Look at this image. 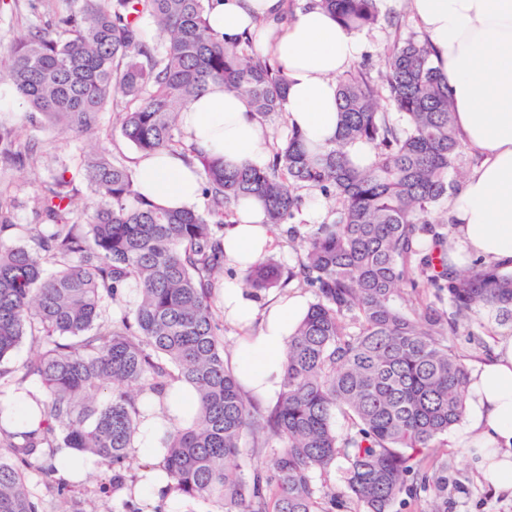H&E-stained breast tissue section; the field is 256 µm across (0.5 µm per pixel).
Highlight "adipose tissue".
<instances>
[{
	"instance_id": "obj_1",
	"label": "adipose tissue",
	"mask_w": 512,
	"mask_h": 512,
	"mask_svg": "<svg viewBox=\"0 0 512 512\" xmlns=\"http://www.w3.org/2000/svg\"><path fill=\"white\" fill-rule=\"evenodd\" d=\"M433 48V61L448 82L455 123L481 164L466 177L449 207L454 226L448 261L461 265L476 256L490 264H512V0H406ZM283 0H210L216 34L234 41L253 30L255 18L268 21L272 38L260 42L287 78L284 108L289 127L307 145L324 147L338 136L340 114L336 78L359 56L361 43L317 0H307L289 23H281ZM187 140L198 152L223 157L234 167L264 166L271 135L252 114L245 98L211 86L179 117ZM135 177L141 193L167 208H189L200 195V176L183 159L164 153L140 157ZM237 223L224 232L228 265L246 269L264 257L269 228L257 199L245 201ZM225 320L242 328L259 324L258 336L240 346L244 387L260 397L282 390L288 339L306 311L300 294L263 305L240 281L221 292ZM194 394L154 400L145 411L135 451L148 469L141 484L153 499L174 498V482L150 471L163 450L159 436L181 422ZM464 432L469 459L497 491H512V336L500 337L488 359L472 374Z\"/></svg>"
}]
</instances>
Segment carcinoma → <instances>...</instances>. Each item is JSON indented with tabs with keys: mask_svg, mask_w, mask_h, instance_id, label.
Returning <instances> with one entry per match:
<instances>
[{
	"mask_svg": "<svg viewBox=\"0 0 512 512\" xmlns=\"http://www.w3.org/2000/svg\"><path fill=\"white\" fill-rule=\"evenodd\" d=\"M380 0H320L356 32L381 21ZM150 22L159 38L147 37ZM372 76L362 64L338 81L340 131L326 149L293 129L273 135L263 168H229L199 155L180 111L212 84L245 97L256 115L284 112L286 78L247 37L226 43L209 24L208 0H70L0 52V86L24 119L74 140L93 139L42 182L45 223H14L0 187V385L40 383V430H9L0 404V512H44L25 470L41 468L63 512H83L74 486L54 479L58 448L96 459L111 475L100 489L135 481L133 448L144 407L181 383L198 403L187 426L167 428L157 466L184 497L222 512H395L404 492H429V512H446L448 464L423 455L462 422L470 372L451 344L465 323L491 336L512 333V271L448 265V172L461 163L448 83L428 40L403 37L401 23ZM402 117L392 120L381 103ZM121 110V134L142 154L168 152L195 163L207 209L167 210L142 195L133 172L112 158L99 116ZM362 142L373 157L352 160ZM39 145L0 124V161L32 167ZM94 198L79 206L69 169ZM335 203V218L302 223L301 190ZM255 197L262 223L283 230L296 254L288 270L262 260L244 275L256 292L293 279L315 301L288 340L283 389L254 408L224 358V224ZM137 290L133 317L115 321ZM30 338L36 356L3 362ZM341 416L345 430L335 428ZM251 439L250 470L238 463ZM344 460L345 491L318 480Z\"/></svg>",
	"mask_w": 512,
	"mask_h": 512,
	"instance_id": "carcinoma-1",
	"label": "carcinoma"
}]
</instances>
